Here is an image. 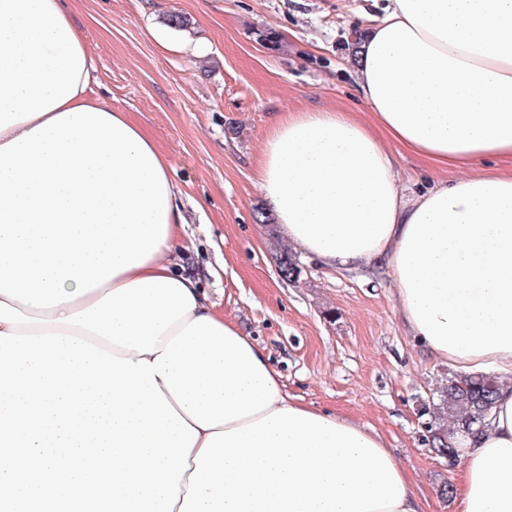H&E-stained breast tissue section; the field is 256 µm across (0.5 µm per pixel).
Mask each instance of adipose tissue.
<instances>
[{
	"label": "adipose tissue",
	"mask_w": 512,
	"mask_h": 512,
	"mask_svg": "<svg viewBox=\"0 0 512 512\" xmlns=\"http://www.w3.org/2000/svg\"><path fill=\"white\" fill-rule=\"evenodd\" d=\"M367 124L284 112L256 183L288 247L327 268L385 266L435 360L494 372L466 441L456 512H512V0H388L351 58ZM94 58L65 0H0V332L62 333L154 361L212 318L184 259L181 192L130 113L90 94ZM396 143L452 181L404 195ZM173 512H422L384 439L279 391L200 430Z\"/></svg>",
	"instance_id": "1"
}]
</instances>
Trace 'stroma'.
I'll return each mask as SVG.
<instances>
[{"label": "stroma", "mask_w": 512, "mask_h": 512, "mask_svg": "<svg viewBox=\"0 0 512 512\" xmlns=\"http://www.w3.org/2000/svg\"><path fill=\"white\" fill-rule=\"evenodd\" d=\"M386 0H69L96 71L93 95L132 114L182 191L188 269L209 299L264 348L289 395L336 412L387 442L424 512H454L438 493L455 467L424 442L420 407L451 369L403 327L393 283L371 270L330 271L304 255L281 278L280 233L254 160L279 112L335 108L373 117L356 99L349 34L355 14ZM180 14L187 28L168 26Z\"/></svg>", "instance_id": "1"}]
</instances>
